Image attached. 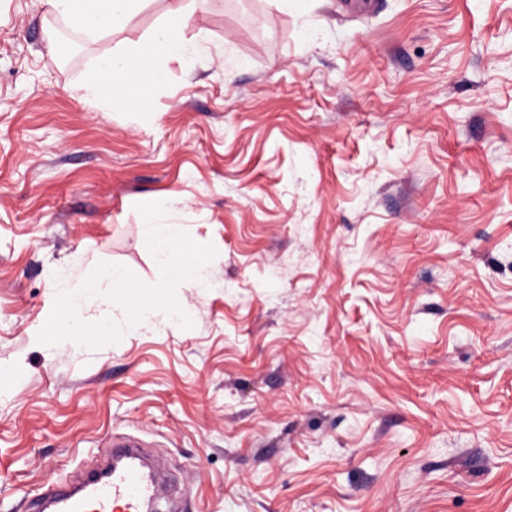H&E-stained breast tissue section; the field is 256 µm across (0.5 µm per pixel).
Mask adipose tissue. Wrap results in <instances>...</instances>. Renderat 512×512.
<instances>
[{
    "mask_svg": "<svg viewBox=\"0 0 512 512\" xmlns=\"http://www.w3.org/2000/svg\"><path fill=\"white\" fill-rule=\"evenodd\" d=\"M48 15L64 19L92 40L110 37L144 8L146 0H43ZM191 20L182 0H173L158 26L144 39L98 57L79 91L109 112L130 105L149 109L165 81V64L176 60L191 66L197 46L183 31Z\"/></svg>",
    "mask_w": 512,
    "mask_h": 512,
    "instance_id": "obj_1",
    "label": "adipose tissue"
}]
</instances>
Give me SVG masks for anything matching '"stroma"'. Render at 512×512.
<instances>
[{
	"label": "stroma",
	"instance_id": "stroma-1",
	"mask_svg": "<svg viewBox=\"0 0 512 512\" xmlns=\"http://www.w3.org/2000/svg\"><path fill=\"white\" fill-rule=\"evenodd\" d=\"M0 0V512L135 435L183 512H512V0H184L147 112L77 89L148 35ZM216 258L119 343L38 344L65 268Z\"/></svg>",
	"mask_w": 512,
	"mask_h": 512
}]
</instances>
